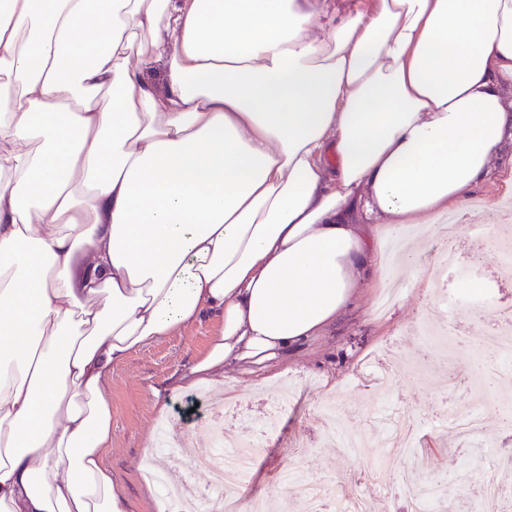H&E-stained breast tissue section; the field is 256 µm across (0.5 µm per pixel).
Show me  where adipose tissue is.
Instances as JSON below:
<instances>
[{
	"label": "adipose tissue",
	"instance_id": "1",
	"mask_svg": "<svg viewBox=\"0 0 512 512\" xmlns=\"http://www.w3.org/2000/svg\"><path fill=\"white\" fill-rule=\"evenodd\" d=\"M0 0V512H130L115 365L280 360L512 140V0ZM168 64L166 88L144 79Z\"/></svg>",
	"mask_w": 512,
	"mask_h": 512
}]
</instances>
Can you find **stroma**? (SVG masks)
I'll return each mask as SVG.
<instances>
[{
	"instance_id": "stroma-1",
	"label": "stroma",
	"mask_w": 512,
	"mask_h": 512,
	"mask_svg": "<svg viewBox=\"0 0 512 512\" xmlns=\"http://www.w3.org/2000/svg\"><path fill=\"white\" fill-rule=\"evenodd\" d=\"M511 212L512 182L488 178L460 214L462 260L449 270L442 287L418 271L404 274V286L387 309L378 307L381 290H372L339 315L323 336L265 369L243 374L229 365L218 370V384L191 385L190 370L214 329L210 318L132 353L105 385L112 401V443L104 451L132 512H153L154 498L163 494L142 476L157 426L168 425L175 437L177 464L171 478L176 481L189 472L198 448L208 441L201 426L212 423L218 413L225 434L261 445L243 488L244 500L274 502L285 489L282 474L293 470L306 479L335 483L340 495L348 491L347 478H357V490L369 500L371 512H399L401 476L382 485L362 481L383 450L382 433L369 420L385 399L370 377L374 371L392 380L394 398L419 428L406 468L423 478L446 470L465 475L460 512H486L481 486L496 480L503 494L494 508L512 512V479L501 469L512 462V431L500 424L501 414L512 407L475 382V356L466 343L441 336L427 343L420 337L421 325L442 300L451 303L449 321L462 325L468 316L492 314L501 303L495 264L470 269L464 258L483 243L482 235L469 227L470 219L495 224ZM476 278L484 281L479 295L471 286ZM450 373L465 378L452 392L442 383ZM326 403L336 406L345 424L362 434L366 458L343 455L328 437L322 413ZM452 404L480 409L476 445H464L455 435L446 417Z\"/></svg>"
}]
</instances>
